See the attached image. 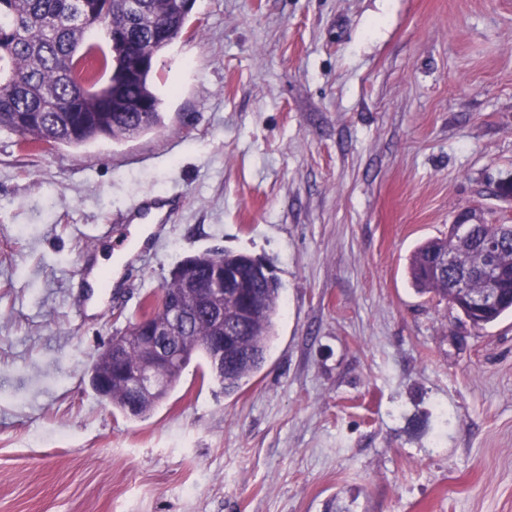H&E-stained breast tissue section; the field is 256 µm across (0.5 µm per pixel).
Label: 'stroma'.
<instances>
[{"instance_id":"stroma-1","label":"stroma","mask_w":512,"mask_h":512,"mask_svg":"<svg viewBox=\"0 0 512 512\" xmlns=\"http://www.w3.org/2000/svg\"><path fill=\"white\" fill-rule=\"evenodd\" d=\"M157 62L162 125L27 148L0 132V512H512V314L416 292L414 248L512 224V0H196ZM185 207L136 262L96 244ZM263 258L283 307L224 395L191 361L131 419L98 350L205 250ZM121 267L84 310L81 269Z\"/></svg>"}]
</instances>
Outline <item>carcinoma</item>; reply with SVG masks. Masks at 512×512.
I'll return each instance as SVG.
<instances>
[{
	"instance_id": "cac0c4a2",
	"label": "carcinoma",
	"mask_w": 512,
	"mask_h": 512,
	"mask_svg": "<svg viewBox=\"0 0 512 512\" xmlns=\"http://www.w3.org/2000/svg\"><path fill=\"white\" fill-rule=\"evenodd\" d=\"M82 0H0V130L8 131L27 145L81 147L99 140L122 141L159 127L163 123L162 99L154 87L155 69L148 67L120 88L110 84L111 70L122 65L110 51L106 25L129 32L139 48L155 57L164 51V41L187 34L188 14L178 0H97L106 13V25L83 17ZM458 235L431 239L420 244L409 261L413 286L421 294L448 300V278L432 274L429 253L452 251ZM245 253L204 251L193 255L192 271L201 280L217 267L246 268ZM183 279L171 273L160 291L149 295L138 318L119 335L129 338L125 362L136 363L141 351L133 336L143 334L141 321L167 318L161 297H175ZM251 300L261 310L250 325L236 329L239 302L224 299V327L235 330L238 348L224 347V368L215 370L216 381L231 395L261 371L274 338L275 320L281 309V284H251ZM512 310V298L473 320L482 328ZM213 329L203 312L193 318L190 339L184 346V363L201 357L212 367ZM166 387L158 393L134 395L128 383L112 379V389L93 390L112 407L128 413L138 400L135 418L150 415L177 385L180 376L165 367L158 371Z\"/></svg>"
}]
</instances>
